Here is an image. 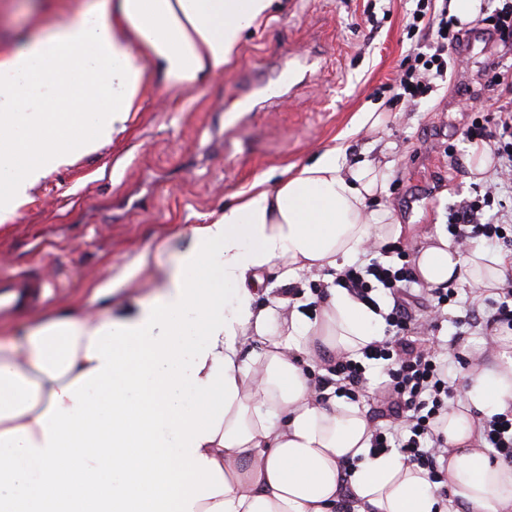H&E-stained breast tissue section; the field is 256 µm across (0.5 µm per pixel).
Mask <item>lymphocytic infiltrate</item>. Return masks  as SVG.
<instances>
[{
    "mask_svg": "<svg viewBox=\"0 0 512 512\" xmlns=\"http://www.w3.org/2000/svg\"><path fill=\"white\" fill-rule=\"evenodd\" d=\"M408 37H419L422 47L411 49L399 63V75L389 87L393 99H412L447 83L450 71L459 69L462 37L457 21L447 10H435L432 0H415ZM467 141L486 144L499 162L500 169L512 172V109L473 117L463 127ZM492 192L476 195L448 213V232L461 245L493 242L500 227L483 221L484 208L493 206ZM414 266L410 261L393 265L381 261L374 252H367L361 261L345 267L336 277L338 286L359 300L374 304L375 290H386L393 299L383 315L386 337L370 344L363 352V361L347 356L328 360L324 374L315 379L317 385H335L347 398L366 391L365 361L383 364L386 379L381 388L387 396L382 410L389 418L387 426L376 427L371 434L373 450H397L416 462L428 478L438 485L439 496L444 489L441 459L448 456V445L439 431V420L454 403L456 382L448 374L449 359H461V352L452 358L442 357L427 347L425 336L436 331L449 305L466 299L469 309L455 323L456 338L470 330L501 333L512 332V278H507L497 299L483 298L478 289L459 295L453 288H432L428 293L412 292ZM483 437L494 458L512 464V412L498 413L482 422Z\"/></svg>",
    "mask_w": 512,
    "mask_h": 512,
    "instance_id": "1",
    "label": "lymphocytic infiltrate"
}]
</instances>
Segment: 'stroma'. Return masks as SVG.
<instances>
[{"mask_svg":"<svg viewBox=\"0 0 512 512\" xmlns=\"http://www.w3.org/2000/svg\"><path fill=\"white\" fill-rule=\"evenodd\" d=\"M411 7V0H275L223 76L181 92L153 80L170 108L159 109L155 95L146 99L118 142L50 176L14 222L0 224V277L42 266L54 286L48 311L82 303L95 286L130 301L146 297L174 264L189 225L255 180L334 146L347 164L385 165L373 207L390 209L401 224H447L449 207L504 181L491 166L472 172L458 108L493 38L466 35L467 66L451 82L390 103L387 87L412 45ZM310 53L320 62L292 94L240 111L244 87L272 82L289 56ZM364 112L385 113L383 125L360 126ZM144 251L153 258L147 271L136 263Z\"/></svg>","mask_w":512,"mask_h":512,"instance_id":"obj_1","label":"stroma"}]
</instances>
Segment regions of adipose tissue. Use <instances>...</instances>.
Instances as JSON below:
<instances>
[{"mask_svg": "<svg viewBox=\"0 0 512 512\" xmlns=\"http://www.w3.org/2000/svg\"><path fill=\"white\" fill-rule=\"evenodd\" d=\"M272 6L78 0L58 27L0 41V223L120 138L148 77L191 88L223 75ZM383 186L373 164L349 168L325 149L190 227L135 309L99 307L113 294L99 288L82 309L0 337V512H336L341 500L352 512H452L416 464L371 451L364 406L302 368L310 355L362 358L383 337L378 311L334 284L368 249L410 237L369 208ZM270 270L288 287L321 275L319 315L288 293L259 303ZM510 270L512 255L462 251L440 227L415 257L431 288L489 289ZM464 387L440 425L448 487L467 512H512V465L488 455L477 420L512 408V349Z\"/></svg>", "mask_w": 512, "mask_h": 512, "instance_id": "adipose-tissue-1", "label": "adipose tissue"}]
</instances>
